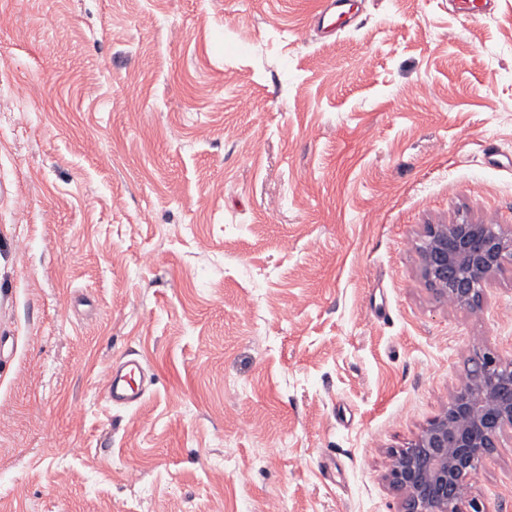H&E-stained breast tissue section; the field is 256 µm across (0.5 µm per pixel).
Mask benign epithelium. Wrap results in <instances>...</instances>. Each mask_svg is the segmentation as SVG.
<instances>
[{"label":"benign epithelium","instance_id":"benign-epithelium-1","mask_svg":"<svg viewBox=\"0 0 512 512\" xmlns=\"http://www.w3.org/2000/svg\"><path fill=\"white\" fill-rule=\"evenodd\" d=\"M419 258L422 277L438 296L474 308L493 275L512 264V231L500 224H432ZM508 438L512 361L478 349L467 381L392 459L386 479L401 495V512H458L469 478Z\"/></svg>","mask_w":512,"mask_h":512}]
</instances>
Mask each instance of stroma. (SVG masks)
I'll return each mask as SVG.
<instances>
[{"label": "stroma", "instance_id": "stroma-1", "mask_svg": "<svg viewBox=\"0 0 512 512\" xmlns=\"http://www.w3.org/2000/svg\"><path fill=\"white\" fill-rule=\"evenodd\" d=\"M318 8L0 0V512H399L391 454L512 360V265L472 310L418 253L512 225V0ZM355 2L356 0H322L315 20L325 26V29L344 31L355 11ZM456 11L471 20H478L494 7V0H454ZM144 370L140 362L128 360L120 365H113L106 390L112 405L131 406L140 401L145 390L141 386Z\"/></svg>", "mask_w": 512, "mask_h": 512}]
</instances>
